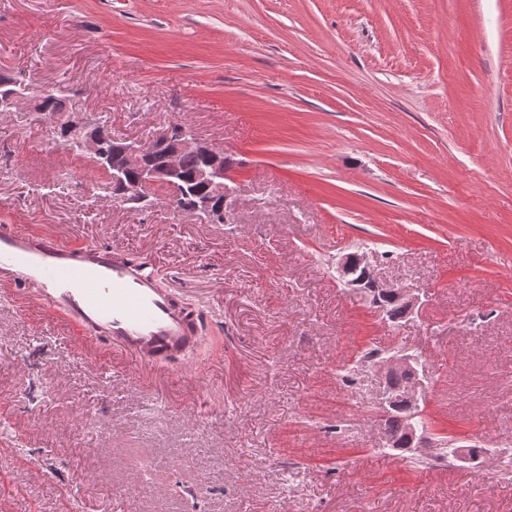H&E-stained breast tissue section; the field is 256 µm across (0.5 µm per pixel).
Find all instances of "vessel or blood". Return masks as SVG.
Returning <instances> with one entry per match:
<instances>
[{
    "label": "vessel or blood",
    "mask_w": 512,
    "mask_h": 512,
    "mask_svg": "<svg viewBox=\"0 0 512 512\" xmlns=\"http://www.w3.org/2000/svg\"><path fill=\"white\" fill-rule=\"evenodd\" d=\"M0 285L162 377L195 366L207 342L201 318L167 288L147 258L55 235L0 226Z\"/></svg>",
    "instance_id": "1"
}]
</instances>
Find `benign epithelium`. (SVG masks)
<instances>
[{
  "mask_svg": "<svg viewBox=\"0 0 512 512\" xmlns=\"http://www.w3.org/2000/svg\"><path fill=\"white\" fill-rule=\"evenodd\" d=\"M22 104L27 105L32 111L35 110L34 100L11 90L0 92V112H11ZM53 122L63 129L66 138L78 139L86 154L95 159L101 155L99 140L86 126L85 117L77 113H68L60 119H53ZM160 148L163 152L156 159L152 157V153L157 150V147L149 142L128 143L113 151L114 200L121 201L126 198L127 191L121 187L118 174L127 170L138 173V187L145 197L158 188L172 194L177 192L181 155L185 151H191L203 160L196 178L207 187L208 194L198 198L192 205L190 213L201 212L209 216L213 222H224V217L233 206L231 184L235 183V168L229 164L224 149L198 137L190 128L184 126L179 130L178 141L172 147L169 146V133H163ZM374 285L385 292L397 295L409 314L418 304V297L413 290L401 284L376 281ZM410 368H412V359L403 354L385 358L374 365L375 375L384 384L382 399L389 397V390L386 387L388 377L395 371Z\"/></svg>",
  "mask_w": 512,
  "mask_h": 512,
  "instance_id": "obj_1",
  "label": "benign epithelium"
}]
</instances>
